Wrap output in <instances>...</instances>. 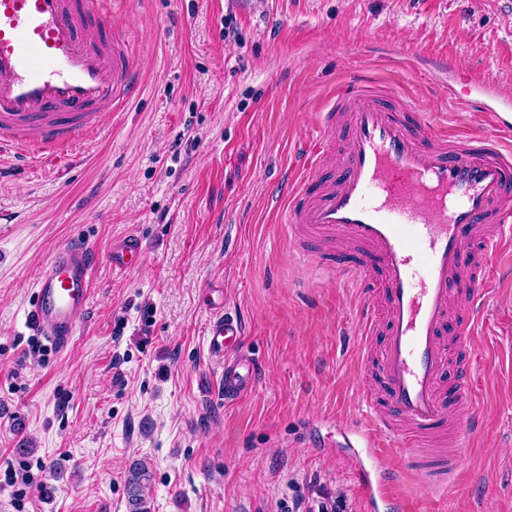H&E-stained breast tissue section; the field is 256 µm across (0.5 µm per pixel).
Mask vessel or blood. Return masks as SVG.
<instances>
[{
    "mask_svg": "<svg viewBox=\"0 0 512 512\" xmlns=\"http://www.w3.org/2000/svg\"><path fill=\"white\" fill-rule=\"evenodd\" d=\"M111 0H0V154L53 171L68 169L72 146L104 112L124 111L139 90L137 57L127 32L112 27ZM483 134H456L430 113L396 107L386 90L360 79L322 113L306 142L295 189L282 209L290 238L320 243L345 238L357 252L332 253L326 267L353 276L361 299V336L381 333L379 396L364 399V419L346 423L368 460L352 477L368 507L394 502L398 512H430L428 500L402 494L393 456L416 463L424 441L472 398L463 345L486 302V272L472 268L477 225H492L485 249L512 251V97L475 74ZM334 133L346 150L326 179L317 174ZM143 258L127 238L113 270ZM97 257L73 240L56 249L34 284L25 322L57 351L84 318ZM467 292H460L464 271ZM463 296L468 316L453 321L450 301ZM238 318L216 311L205 347L221 369L224 400L250 391L260 368L241 350ZM457 363L452 382L447 364Z\"/></svg>",
    "mask_w": 512,
    "mask_h": 512,
    "instance_id": "obj_1",
    "label": "vessel or blood"
}]
</instances>
